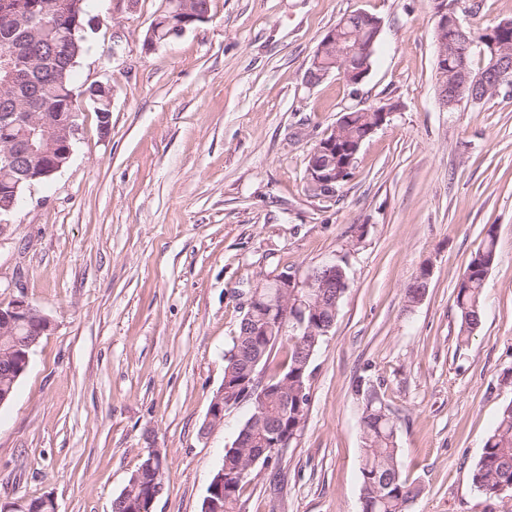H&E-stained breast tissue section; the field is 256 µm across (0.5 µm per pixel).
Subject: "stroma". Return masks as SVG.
Returning a JSON list of instances; mask_svg holds the SVG:
<instances>
[{
	"label": "stroma",
	"mask_w": 512,
	"mask_h": 512,
	"mask_svg": "<svg viewBox=\"0 0 512 512\" xmlns=\"http://www.w3.org/2000/svg\"><path fill=\"white\" fill-rule=\"evenodd\" d=\"M75 83L112 89L108 132L82 106L69 162L25 189L0 243L10 289L54 323L0 405V502L112 512L149 449L167 474L154 512H201L245 401L203 432L250 283L345 267L349 288L312 361L302 432L255 467L245 512H361L356 384L399 425L412 512H512L472 472L512 401V93L456 111L437 100L431 0H210L206 22L152 51L161 0H89ZM382 20L358 86L306 71L343 16ZM464 27L512 20V0H459ZM395 105L335 197L306 168L342 113ZM497 231L482 321L457 342L454 289ZM429 287L410 306L421 266Z\"/></svg>",
	"instance_id": "obj_1"
}]
</instances>
